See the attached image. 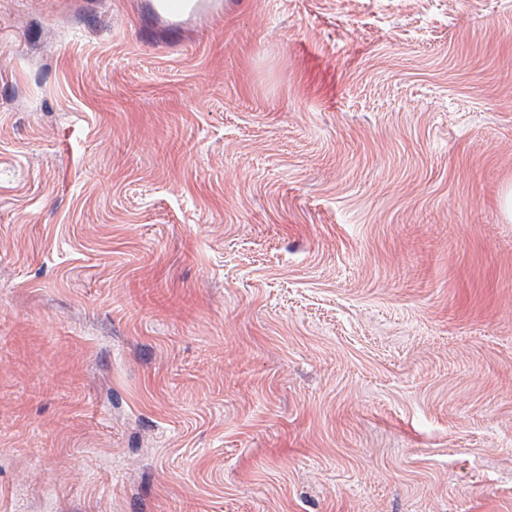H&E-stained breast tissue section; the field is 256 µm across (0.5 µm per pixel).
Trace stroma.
Instances as JSON below:
<instances>
[{"label":"stroma","instance_id":"stroma-1","mask_svg":"<svg viewBox=\"0 0 512 512\" xmlns=\"http://www.w3.org/2000/svg\"><path fill=\"white\" fill-rule=\"evenodd\" d=\"M512 0H0V512H512Z\"/></svg>","mask_w":512,"mask_h":512}]
</instances>
